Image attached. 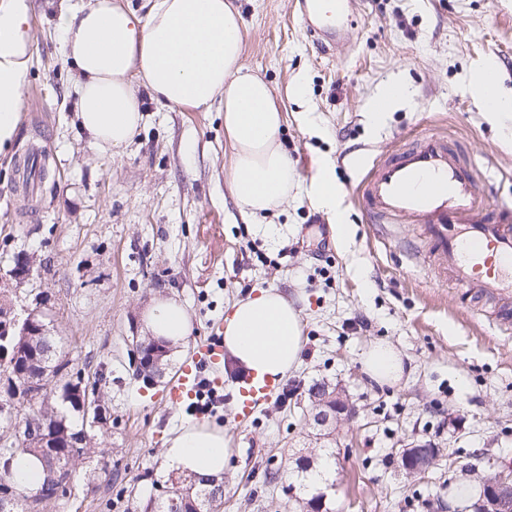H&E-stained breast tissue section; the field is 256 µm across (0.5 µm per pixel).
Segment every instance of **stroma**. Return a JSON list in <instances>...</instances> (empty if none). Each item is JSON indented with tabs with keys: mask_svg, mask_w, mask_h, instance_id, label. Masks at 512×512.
Returning a JSON list of instances; mask_svg holds the SVG:
<instances>
[{
	"mask_svg": "<svg viewBox=\"0 0 512 512\" xmlns=\"http://www.w3.org/2000/svg\"><path fill=\"white\" fill-rule=\"evenodd\" d=\"M235 3L245 64L281 97L297 74L307 78L314 123L287 101L281 141L302 183L330 158L351 224L346 244L305 197L266 218L288 226L287 241L274 246L252 231L229 191L220 110L163 106L141 90L145 121L126 151L92 145L76 127L77 71L57 51L59 6L34 0L36 54L18 137L0 156V299L18 316L41 315L73 371L102 394L92 451L75 465L71 496L48 512H141L178 478L163 449L187 422L224 430V512H301L308 496L284 474L295 458L322 454L334 462L329 512H473L472 499L449 497L448 484L477 488L489 461L512 466V334L493 316L497 298L455 287L434 256L397 247L417 241V225L370 223L353 190L375 157L432 129L491 176L493 203L512 209V145L483 118L468 83L492 61L498 87L512 95V0H362L330 56L307 36L297 0ZM397 81L408 102L371 127L376 95ZM23 265L28 275L16 278ZM258 288L280 290L302 312L301 364L281 382L288 399L238 421L231 390L242 373L228 363L209 412L171 404L180 365ZM157 296L182 301L193 330L150 382L136 373L132 342L145 336L141 313ZM357 316L366 325L354 330ZM375 342L401 352L400 382L364 372ZM318 384L340 389L355 409L321 440L307 419ZM425 442L440 460L410 476L399 450Z\"/></svg>",
	"mask_w": 512,
	"mask_h": 512,
	"instance_id": "1",
	"label": "stroma"
}]
</instances>
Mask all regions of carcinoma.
Masks as SVG:
<instances>
[{"label": "carcinoma", "mask_w": 512, "mask_h": 512, "mask_svg": "<svg viewBox=\"0 0 512 512\" xmlns=\"http://www.w3.org/2000/svg\"><path fill=\"white\" fill-rule=\"evenodd\" d=\"M70 360L58 345L56 338L42 336H13L9 352L0 355V403L9 401L16 389L43 375L57 377L56 396L21 406L11 416L0 414V498L6 495L19 498L6 512H45L51 498L33 499L51 483L53 469L60 476L72 479L75 462L90 452V439L84 428L76 429L68 418L65 407L84 412L86 400H96L100 395L96 387L82 383L81 379H67ZM36 427L42 430L46 447L41 448L16 435L19 428ZM38 456L45 465V477L40 487L29 490L19 487L12 477V464L19 454ZM224 505V484L204 483L188 475L169 488L166 497L156 504V512H220Z\"/></svg>", "instance_id": "carcinoma-1"}]
</instances>
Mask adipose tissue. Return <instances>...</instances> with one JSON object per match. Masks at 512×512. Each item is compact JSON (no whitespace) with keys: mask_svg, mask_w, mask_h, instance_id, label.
<instances>
[{"mask_svg":"<svg viewBox=\"0 0 512 512\" xmlns=\"http://www.w3.org/2000/svg\"><path fill=\"white\" fill-rule=\"evenodd\" d=\"M32 0H0V154L16 141L23 90L34 56ZM60 53L78 71L74 87L81 133L102 151L125 149L144 121L137 89L157 103L208 112L220 107L232 148L230 191L255 231L280 243L288 233L260 218L291 198L299 173L280 141L284 105L271 86L243 61V20L233 0H62ZM495 63L472 77L485 120L512 115V99L490 93ZM308 192L328 214L339 243L349 226L342 193L329 161L318 164ZM301 312L277 289L232 304L224 318V350L256 378L281 381L297 368L302 350ZM146 332L172 347L192 331L187 307L170 297L153 298L142 313ZM363 366L371 378L394 383L404 375L400 352L387 342L371 345ZM231 454L221 428L189 423L173 431L165 456L177 470L223 480Z\"/></svg>","mask_w":512,"mask_h":512,"instance_id":"ef3b65f1","label":"adipose tissue"}]
</instances>
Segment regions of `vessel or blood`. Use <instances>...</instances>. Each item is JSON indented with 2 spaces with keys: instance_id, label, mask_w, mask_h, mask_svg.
I'll list each match as a JSON object with an SVG mask.
<instances>
[{
  "instance_id": "vessel-or-blood-1",
  "label": "vessel or blood",
  "mask_w": 512,
  "mask_h": 512,
  "mask_svg": "<svg viewBox=\"0 0 512 512\" xmlns=\"http://www.w3.org/2000/svg\"><path fill=\"white\" fill-rule=\"evenodd\" d=\"M307 33L325 54L336 50L332 29L342 0H302ZM473 165L462 161L441 134L421 133L415 146L380 158L359 186L358 202L371 221L416 224L427 247L453 260L457 285L512 296V215L499 210L479 188ZM210 386H224V344L212 336L180 367L169 388L177 405L197 396L202 372ZM278 387L246 378L238 388V416L250 418Z\"/></svg>"
}]
</instances>
